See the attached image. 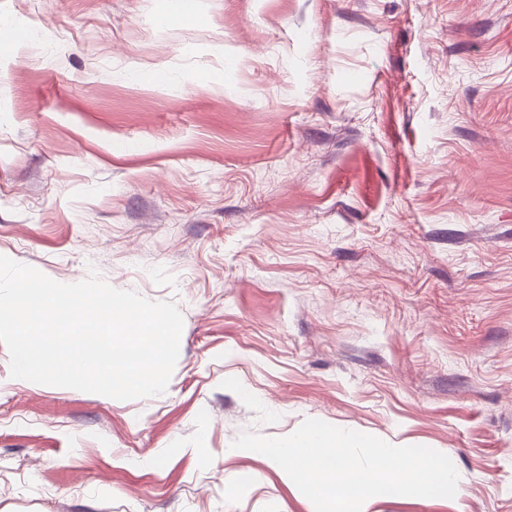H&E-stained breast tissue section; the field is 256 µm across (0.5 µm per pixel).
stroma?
Listing matches in <instances>:
<instances>
[{"label":"stroma","instance_id":"obj_1","mask_svg":"<svg viewBox=\"0 0 512 512\" xmlns=\"http://www.w3.org/2000/svg\"><path fill=\"white\" fill-rule=\"evenodd\" d=\"M180 6L0 0V255L184 321L130 401L0 344V512H315L232 446L307 418L456 467L370 512H512V0Z\"/></svg>","mask_w":512,"mask_h":512}]
</instances>
